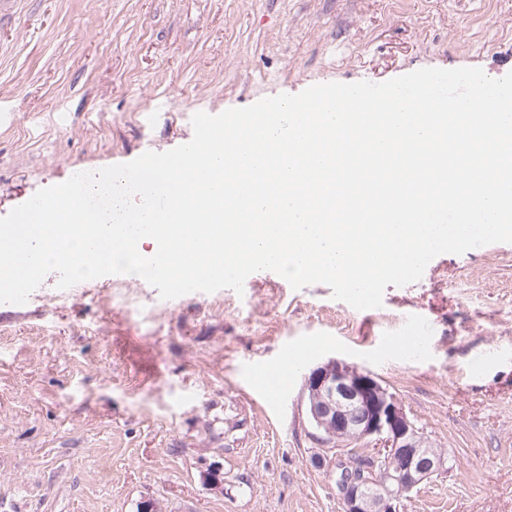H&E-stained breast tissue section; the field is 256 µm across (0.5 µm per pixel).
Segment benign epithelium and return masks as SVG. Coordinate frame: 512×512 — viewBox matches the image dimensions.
Here are the masks:
<instances>
[{
    "instance_id": "1",
    "label": "benign epithelium",
    "mask_w": 512,
    "mask_h": 512,
    "mask_svg": "<svg viewBox=\"0 0 512 512\" xmlns=\"http://www.w3.org/2000/svg\"><path fill=\"white\" fill-rule=\"evenodd\" d=\"M302 402L322 447L316 462L332 464L329 453L345 442L375 441L370 459L336 465L342 512H400L413 489L437 475L447 456L427 445L404 405L371 374L329 361L305 377Z\"/></svg>"
}]
</instances>
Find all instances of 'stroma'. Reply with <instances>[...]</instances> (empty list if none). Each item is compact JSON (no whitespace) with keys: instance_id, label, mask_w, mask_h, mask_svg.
Masks as SVG:
<instances>
[{"instance_id":"1","label":"stroma","mask_w":512,"mask_h":512,"mask_svg":"<svg viewBox=\"0 0 512 512\" xmlns=\"http://www.w3.org/2000/svg\"><path fill=\"white\" fill-rule=\"evenodd\" d=\"M425 67L511 73L512 0H10L0 216L189 142L197 112ZM58 279L0 303V512H341L301 403L330 360L372 374L450 460L403 512H512V244L439 255L363 311L262 270L146 320L59 300ZM287 343L301 366L254 389Z\"/></svg>"}]
</instances>
